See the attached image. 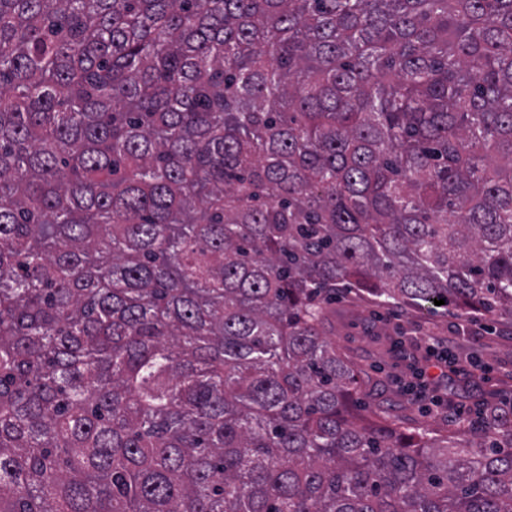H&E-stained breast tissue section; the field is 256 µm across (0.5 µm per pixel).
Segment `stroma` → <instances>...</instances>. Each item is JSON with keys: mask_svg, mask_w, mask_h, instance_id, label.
I'll use <instances>...</instances> for the list:
<instances>
[{"mask_svg": "<svg viewBox=\"0 0 512 512\" xmlns=\"http://www.w3.org/2000/svg\"><path fill=\"white\" fill-rule=\"evenodd\" d=\"M328 335L361 371L363 384L355 405L407 428L429 426L437 433L460 431L448 413H425L421 402L394 383L395 377L412 381L400 353L425 357L427 336L449 339L448 352L457 370L440 381L441 392L456 405L480 399L496 400L512 394V320L491 322L453 310L430 313L410 306L378 308L363 290H341L329 316Z\"/></svg>", "mask_w": 512, "mask_h": 512, "instance_id": "35a3bbf8", "label": "stroma"}]
</instances>
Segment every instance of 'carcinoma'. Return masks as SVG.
Segmentation results:
<instances>
[{
  "label": "carcinoma",
  "instance_id": "cac0c4a2",
  "mask_svg": "<svg viewBox=\"0 0 512 512\" xmlns=\"http://www.w3.org/2000/svg\"><path fill=\"white\" fill-rule=\"evenodd\" d=\"M344 286L512 319V0H0V512H512Z\"/></svg>",
  "mask_w": 512,
  "mask_h": 512
}]
</instances>
